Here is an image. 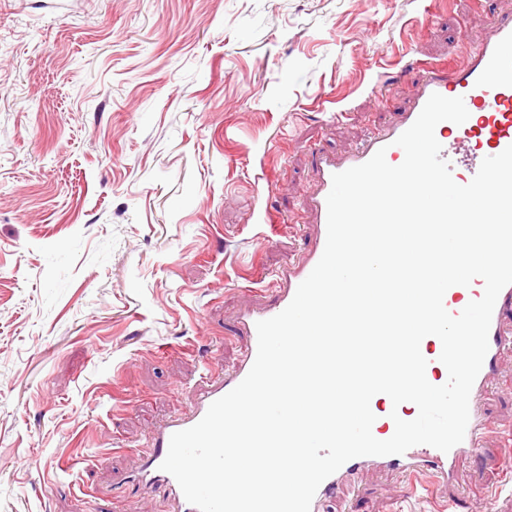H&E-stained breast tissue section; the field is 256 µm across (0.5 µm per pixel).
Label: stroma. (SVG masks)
Instances as JSON below:
<instances>
[{
  "label": "stroma",
  "instance_id": "obj_1",
  "mask_svg": "<svg viewBox=\"0 0 512 512\" xmlns=\"http://www.w3.org/2000/svg\"><path fill=\"white\" fill-rule=\"evenodd\" d=\"M510 11L0 0V512H174L126 479L151 430L237 367L238 317L311 248L319 157L391 123L424 68L463 66ZM482 405L512 433V350ZM461 483L454 512H512L505 463L467 462ZM325 512L437 504L370 470Z\"/></svg>",
  "mask_w": 512,
  "mask_h": 512
}]
</instances>
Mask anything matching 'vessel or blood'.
Wrapping results in <instances>:
<instances>
[{"mask_svg": "<svg viewBox=\"0 0 512 512\" xmlns=\"http://www.w3.org/2000/svg\"><path fill=\"white\" fill-rule=\"evenodd\" d=\"M435 93L449 98L463 97L469 112V117L463 124L444 121L435 129V136L441 145L455 146L471 156L470 164L452 169V176L458 184H468L485 157L497 155L512 145V12L501 15L496 20L491 35L470 49L465 67L452 72L443 69L427 71L408 107L384 132L369 138L343 161L321 158L317 169L319 191L311 200V209L317 224L313 246L301 263L281 272L280 277L287 280L288 287L279 292L273 304L243 315L241 325L245 351L238 368L225 377L223 382L201 386L188 412L176 414L152 432L154 452L132 474V482L162 489L177 501L180 512H198L186 500L175 478L160 468L167 455L171 436L197 424L213 401L227 394L246 377L257 354V322L283 311L292 301L299 284L319 262L327 238L326 198L332 187L333 174L367 162L381 149L385 150L386 160L390 165L401 164L404 152L396 146L395 141L415 122L428 98ZM483 292L484 281L477 278L469 286L449 288L443 303L449 313L456 315L470 301L480 299ZM510 314L512 285L502 289L494 307L488 335L489 348L471 390L470 419L461 443L446 453L428 445H417L401 455L351 459L322 482L314 496L310 512H321L323 503L335 494L340 479L356 478L364 469L372 466L400 475L414 488L431 489L438 485L450 491L457 483L465 460L488 457L489 450L484 446V438L490 428L485 413L478 406V400L497 370L501 352L512 348V336L507 335L503 328V320ZM420 351L427 361L426 370L432 375V384H444L447 376L440 361V340L434 336L425 337L420 344Z\"/></svg>", "mask_w": 512, "mask_h": 512, "instance_id": "b4317fda", "label": "vessel or blood"}]
</instances>
